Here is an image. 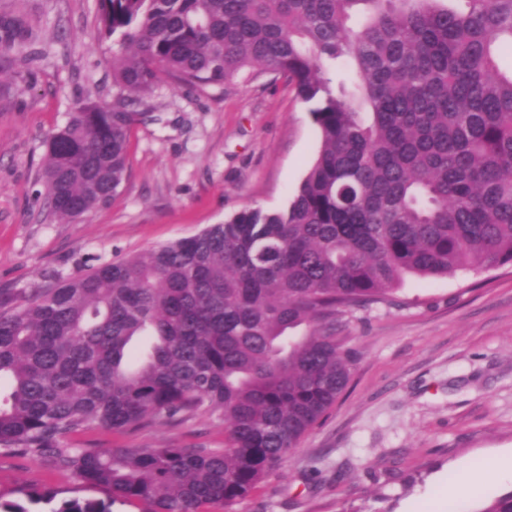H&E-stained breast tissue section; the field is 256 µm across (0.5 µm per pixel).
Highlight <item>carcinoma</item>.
I'll return each mask as SVG.
<instances>
[{"instance_id":"cac0c4a2","label":"carcinoma","mask_w":512,"mask_h":512,"mask_svg":"<svg viewBox=\"0 0 512 512\" xmlns=\"http://www.w3.org/2000/svg\"><path fill=\"white\" fill-rule=\"evenodd\" d=\"M99 0L112 111L78 99L42 179L74 221L110 203L162 81L224 95L266 74L309 105L320 150L288 207H259L125 259L0 288V450L50 455L105 500L47 512H201L247 499L345 392L342 316L407 275L512 266V0ZM10 48L29 31L0 20ZM352 73L336 81L330 64ZM197 412L224 449L61 448ZM477 512H512V491Z\"/></svg>"}]
</instances>
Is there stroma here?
Instances as JSON below:
<instances>
[{
    "mask_svg": "<svg viewBox=\"0 0 512 512\" xmlns=\"http://www.w3.org/2000/svg\"><path fill=\"white\" fill-rule=\"evenodd\" d=\"M0 14L34 34L0 59V288H38L46 272L117 261L247 208L283 210L320 149L286 78L266 75L231 96L164 82L148 101L155 121L131 129L117 199L61 220L41 178L47 144L76 99L112 100V42L97 0H0ZM340 333L355 355L346 391L228 512H417L425 501L432 512H476L512 490L490 477L476 493L444 490L459 466L512 451V267L407 277L387 300L346 313ZM60 445L220 449L224 423L200 413L140 430L88 427ZM43 490L104 496L50 457L0 452V500Z\"/></svg>",
    "mask_w": 512,
    "mask_h": 512,
    "instance_id": "stroma-1",
    "label": "stroma"
}]
</instances>
